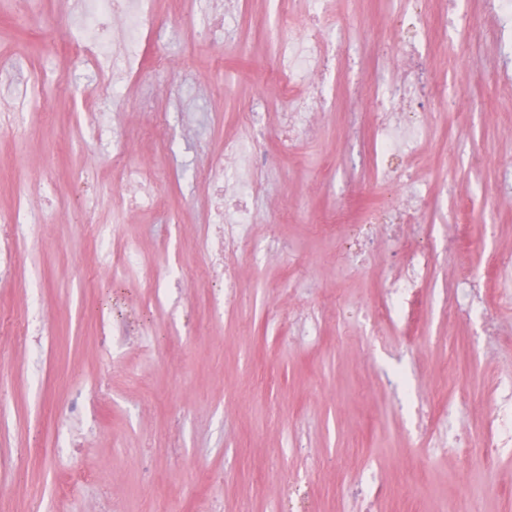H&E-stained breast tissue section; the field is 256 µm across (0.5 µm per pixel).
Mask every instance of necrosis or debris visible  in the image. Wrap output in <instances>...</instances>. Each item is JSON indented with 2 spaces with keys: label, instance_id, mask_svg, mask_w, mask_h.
I'll use <instances>...</instances> for the list:
<instances>
[{
  "label": "necrosis or debris",
  "instance_id": "obj_1",
  "mask_svg": "<svg viewBox=\"0 0 512 512\" xmlns=\"http://www.w3.org/2000/svg\"><path fill=\"white\" fill-rule=\"evenodd\" d=\"M278 5L279 23L296 30L306 43L305 52L289 50L278 80L264 93L266 103L278 104L275 112L256 111L253 102L241 106L244 124L240 136L226 138L224 151L216 155L204 176L208 204L204 230L199 236L205 264L212 272L223 274L225 288L237 285L236 259L242 252L257 249L252 228L258 213L254 207V188L246 178L233 181L224 177L225 166L245 159L251 171L270 166L266 148L269 137H276L281 153H288L311 130L315 112L326 95L327 77L341 66V50L356 41L358 29L331 19L333 0H303V10L295 15ZM402 9L393 20L397 50L384 57L381 68L390 77L389 85L364 90L352 88L348 101L346 137L361 145L359 163L370 172L373 185H406L420 166L428 145L426 104L445 97L446 89L430 77L429 60L437 46L430 34L436 20L422 13L416 0H400ZM210 21L196 30L209 53L224 55L229 34L226 22L242 9L240 0H209ZM154 0H83L75 32L60 49L68 59L92 66L102 73L100 93L118 95L135 87L145 66L144 44L165 25ZM375 106L369 129H362L357 116L364 100ZM82 111L87 124L112 133L110 169L122 185L120 205L128 214L161 207L162 198L155 187L153 173L146 167L130 164L126 158V126L110 124L106 113L97 109L93 99L84 100ZM44 182L33 179L15 196L5 219L0 220V267L13 270L21 244L32 232L31 201L42 194ZM423 193L410 192L394 203L376 202L366 206L349 229V248L355 256L366 254L375 231H382L391 249L401 255L399 270L388 279L374 318L384 325L406 330L416 323L421 290L434 266L431 227L422 225ZM85 221L91 226L100 263L113 272L124 274L140 268L143 256L131 242L114 246L112 227L96 221L93 208H85ZM416 227L415 237L404 236L402 225ZM423 434L448 435V450L459 456L493 460L499 451L512 447V392L503 391L489 409L490 434L475 441L453 416V404L438 389L419 400Z\"/></svg>",
  "mask_w": 512,
  "mask_h": 512
}]
</instances>
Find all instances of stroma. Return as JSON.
<instances>
[{"mask_svg": "<svg viewBox=\"0 0 512 512\" xmlns=\"http://www.w3.org/2000/svg\"><path fill=\"white\" fill-rule=\"evenodd\" d=\"M471 6L480 25L469 52L482 66L451 68L440 54L430 63L432 79L464 98L447 97L429 116L431 149L419 177L430 187L423 222L438 237L437 257L422 291L421 326L401 336L361 317L380 300L399 259L383 245L355 261L345 247L347 224L376 192L347 162L341 86L296 153L278 156L261 176L254 235L274 248L243 254L235 307L221 323L210 321L223 288L199 250L206 199L192 175L222 152L241 103L259 100L280 69L266 0H248L247 31L232 32L223 61L176 26L146 46L139 91L101 97L100 111L135 126L146 123L139 107L149 99L152 110L169 113L173 137L166 143L134 133L127 145L131 163L156 169L163 210L130 217L117 202V184L98 194V223L113 225L116 241L136 242L144 256L140 269L118 276L100 265L72 196L83 168L102 171L108 161L93 142L65 136L99 76L62 63L57 48L65 30L22 27L0 0V55L9 62L0 99L36 67L64 69L66 79L33 106L44 115L43 134L0 129V213L10 210L24 179L36 174L48 187L47 197L32 203L34 236L11 277L0 280V400L9 408L0 458L13 462L0 471L6 512H27L35 499L37 512H109L114 505L147 512L150 497L162 491L189 503L213 493V512H279L284 486L296 484L311 512H357L353 500L338 495L357 472L372 477L380 512H405L396 493L409 482L416 512H453L466 489L481 484L493 491L478 512H512V450L490 465L445 451L429 455L415 399L427 387H447L460 424L479 433L512 380V296H502L491 262L512 255V107L498 96L512 85V51L500 49V23L485 0ZM389 8L388 0H343L344 14L359 16L367 33L345 58L343 78L363 87L382 79L371 45L395 48ZM164 54L177 56L175 68H156L155 57ZM446 184L466 191L464 206L452 198L437 204ZM287 197L302 199L306 221L277 211ZM323 224L336 225L335 235L320 232ZM460 230L465 248H450ZM467 273L483 282L488 314L448 321L438 311L441 290ZM32 279L42 284L47 330L26 339L20 331ZM296 310L315 334L282 344L290 326L280 316ZM488 316L496 335L485 333ZM141 326L153 331L147 354L136 335ZM39 349L43 371L35 381L29 359ZM453 356L466 366L462 376L448 373ZM64 370L108 380L110 396L78 454L54 457L56 413L73 394ZM263 373L273 378L267 397L281 412L276 421L249 393ZM390 373L406 376L412 398L397 400L387 389Z\"/></svg>", "mask_w": 512, "mask_h": 512, "instance_id": "35a3bbf8", "label": "stroma"}]
</instances>
